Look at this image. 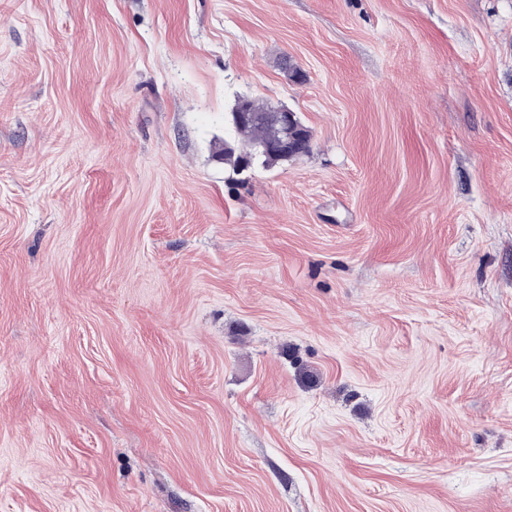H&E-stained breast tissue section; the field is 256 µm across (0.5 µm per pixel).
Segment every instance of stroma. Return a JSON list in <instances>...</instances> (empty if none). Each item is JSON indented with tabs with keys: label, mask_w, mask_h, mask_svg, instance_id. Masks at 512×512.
<instances>
[{
	"label": "stroma",
	"mask_w": 512,
	"mask_h": 512,
	"mask_svg": "<svg viewBox=\"0 0 512 512\" xmlns=\"http://www.w3.org/2000/svg\"><path fill=\"white\" fill-rule=\"evenodd\" d=\"M0 512H512V0H0ZM270 118L272 123L284 130L286 138L280 141L266 144L264 149L267 153L302 156L311 147V138H307L301 127L299 116L288 107L281 106L272 109ZM288 131L292 135L288 138ZM235 131L239 135H243L248 139L250 151L246 154L253 157L256 154L257 145L264 139L272 136L271 129L262 121L252 123L250 125L234 126Z\"/></svg>",
	"instance_id": "obj_1"
}]
</instances>
